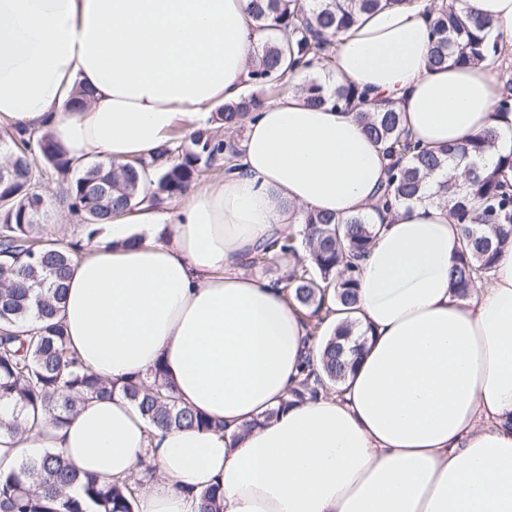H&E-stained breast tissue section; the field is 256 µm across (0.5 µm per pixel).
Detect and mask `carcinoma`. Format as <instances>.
Instances as JSON below:
<instances>
[{
	"instance_id": "cac0c4a2",
	"label": "carcinoma",
	"mask_w": 512,
	"mask_h": 512,
	"mask_svg": "<svg viewBox=\"0 0 512 512\" xmlns=\"http://www.w3.org/2000/svg\"><path fill=\"white\" fill-rule=\"evenodd\" d=\"M413 0H252L255 22L271 31L259 64L251 71L255 92L224 104L216 119L235 128L243 117L268 101L285 95L288 72L303 69L308 79L298 91L309 106L331 105L355 112L367 135L391 157L376 208L382 211L419 200L431 177L448 163L467 161V176L459 183L452 175L433 193L446 204L460 226L459 256L450 270L456 294L466 297L490 278L501 249L512 244V151L488 167L481 163L491 136L463 146L432 150L409 138L402 113L389 107L362 110L364 94L350 80L329 87L314 71L330 70L340 47L338 34L373 11L411 4ZM430 29L428 63L467 66L491 63L512 49V41L486 31L487 22L468 10L441 7L427 17ZM0 138V196L10 204L0 209V404L12 407L11 418L0 417V429L29 428L27 413H56L65 424L89 398L114 395L116 387L84 367L70 349L58 320L65 281L80 258L75 244L47 242L38 217L45 206L36 189L46 173L57 176L59 201L88 223H112L114 213L145 202L151 206L183 195L205 173L236 157L231 141L199 128L187 139L175 134L150 163V191L141 194L142 175L134 165L93 163L72 177V165L49 134L9 133ZM375 237L363 214L340 220L327 213L309 212L296 231L279 242L278 261L288 262L278 282L304 311L311 333L317 334L330 304H357L356 272ZM37 323L33 329L21 325ZM365 333L353 326L335 328L318 347L320 372L303 378L291 390L296 401L316 399L323 390L341 383L350 357L360 351ZM149 384L128 383L118 391L142 416L160 430L198 428L222 431L224 424L182 403L164 372L157 367ZM76 493H71L72 489ZM136 481L102 480L78 470L54 448L23 461L9 473L0 472V512H135ZM198 512H223L217 486L195 493Z\"/></svg>"
}]
</instances>
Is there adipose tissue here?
Returning <instances> with one entry per match:
<instances>
[{
    "mask_svg": "<svg viewBox=\"0 0 512 512\" xmlns=\"http://www.w3.org/2000/svg\"><path fill=\"white\" fill-rule=\"evenodd\" d=\"M251 0H0V125L49 134L73 167L149 159L172 133L238 100L265 39ZM430 0L363 15L333 70L368 106L402 112L430 148L512 129L487 64L428 68ZM89 92L83 108L74 89ZM233 170L168 213L120 215L83 240L60 321L91 372L120 386L162 366L178 398L223 433L159 431L122 396L67 424L0 430V471L46 448L81 470L157 477L136 512H194L214 484L223 512H512V247L485 285L454 295L460 230L425 199L372 211L389 157L352 112L295 90L250 113ZM306 210L371 214L358 303L330 327L366 332L335 393L290 404L310 326L274 279L250 274Z\"/></svg>",
    "mask_w": 512,
    "mask_h": 512,
    "instance_id": "obj_1",
    "label": "adipose tissue"
}]
</instances>
